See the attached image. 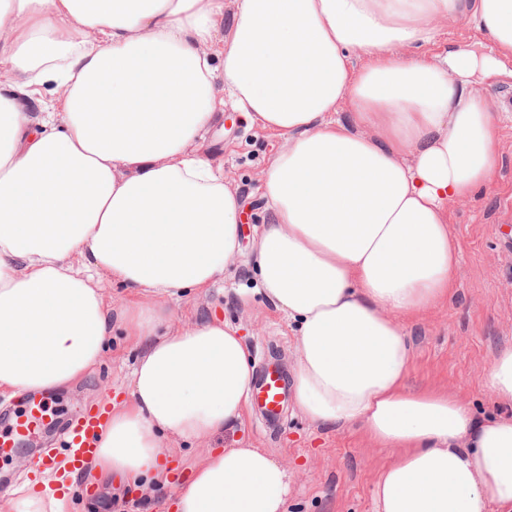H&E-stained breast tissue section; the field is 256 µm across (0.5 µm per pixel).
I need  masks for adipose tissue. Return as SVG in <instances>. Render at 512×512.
Listing matches in <instances>:
<instances>
[{"label": "adipose tissue", "instance_id": "obj_1", "mask_svg": "<svg viewBox=\"0 0 512 512\" xmlns=\"http://www.w3.org/2000/svg\"><path fill=\"white\" fill-rule=\"evenodd\" d=\"M464 18L492 55L424 54ZM510 58L512 0H0V67L60 93L37 119L0 79V390L72 387L122 328L142 353L91 473L173 487V512H287L288 467L216 445L255 375L237 328H174L163 305L212 287L238 250L240 197L197 149L229 101L283 140L254 265L297 326L298 409L394 450L376 512H512V348L485 375L501 411L479 420L455 394L407 389L402 325L454 293L449 207L498 156L496 114L471 86ZM183 441L206 450L174 486ZM8 505L74 512L47 473Z\"/></svg>", "mask_w": 512, "mask_h": 512}]
</instances>
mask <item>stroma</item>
Instances as JSON below:
<instances>
[{
	"instance_id": "stroma-1",
	"label": "stroma",
	"mask_w": 512,
	"mask_h": 512,
	"mask_svg": "<svg viewBox=\"0 0 512 512\" xmlns=\"http://www.w3.org/2000/svg\"><path fill=\"white\" fill-rule=\"evenodd\" d=\"M474 91L501 117L497 167L470 199L449 207V224L461 244L455 297L405 322L404 329L414 353L408 386L448 389L483 415L494 409L484 376L496 353L512 346V78L484 80ZM281 146V138L231 108L206 135L203 153L244 202L241 250L207 292L169 299L167 307L175 327L223 317L238 328L254 361L274 358L289 371L294 365L292 329L262 294L253 266L256 236L269 219L259 185ZM140 353L132 338L113 334L99 366L75 387L52 394L58 426L39 432L13 458L0 460V497L23 484V468L34 457L60 452V424L95 403L127 398ZM223 442L228 448L266 449L288 466V512H375L374 482L393 457L389 449L370 447L356 429L315 425L293 405L274 433H266L249 413L225 433ZM67 489L75 512H162L159 498L111 479H92L86 472L69 478Z\"/></svg>"
}]
</instances>
